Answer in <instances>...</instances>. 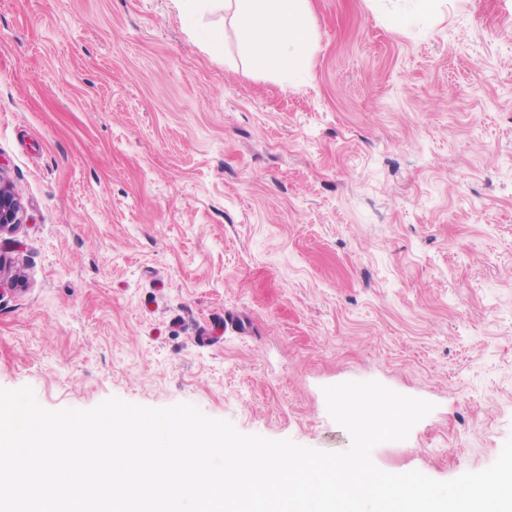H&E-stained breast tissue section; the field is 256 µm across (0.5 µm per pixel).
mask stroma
Returning a JSON list of instances; mask_svg holds the SVG:
<instances>
[{
	"label": "stroma",
	"instance_id": "1",
	"mask_svg": "<svg viewBox=\"0 0 512 512\" xmlns=\"http://www.w3.org/2000/svg\"><path fill=\"white\" fill-rule=\"evenodd\" d=\"M310 6L291 82L171 0L0 5V388L336 452L324 387L377 381L434 405L380 469L483 470L512 437V0ZM22 218L21 202L10 185L0 179V235L17 231Z\"/></svg>",
	"mask_w": 512,
	"mask_h": 512
}]
</instances>
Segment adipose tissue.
<instances>
[{"label": "adipose tissue", "instance_id": "obj_1", "mask_svg": "<svg viewBox=\"0 0 512 512\" xmlns=\"http://www.w3.org/2000/svg\"><path fill=\"white\" fill-rule=\"evenodd\" d=\"M184 16L197 15L202 6L223 11L230 19L245 62L258 68L296 77L314 51L310 0H172Z\"/></svg>", "mask_w": 512, "mask_h": 512}]
</instances>
